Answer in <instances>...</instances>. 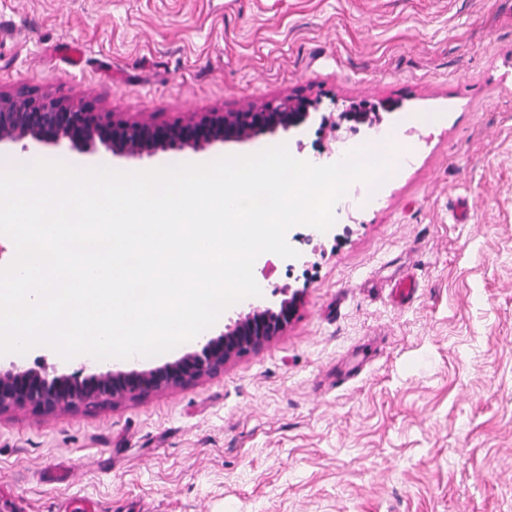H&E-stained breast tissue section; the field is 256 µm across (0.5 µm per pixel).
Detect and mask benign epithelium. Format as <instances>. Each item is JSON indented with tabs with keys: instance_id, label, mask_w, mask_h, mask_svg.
Masks as SVG:
<instances>
[{
	"instance_id": "7a95c632",
	"label": "benign epithelium",
	"mask_w": 512,
	"mask_h": 512,
	"mask_svg": "<svg viewBox=\"0 0 512 512\" xmlns=\"http://www.w3.org/2000/svg\"><path fill=\"white\" fill-rule=\"evenodd\" d=\"M308 116L306 104L289 98L275 107L257 111L213 112L198 127L181 123L156 125L141 121L109 122L99 112L56 101H44L24 91H0V144L30 140L57 146L95 138L112 152L128 157L177 144L199 149L203 144L233 138L244 141L259 130H288ZM298 300L279 310L254 306L225 326L224 333L208 337L198 351L150 370L106 372L91 378L77 375L48 379L35 369L0 370V413L30 407L52 414L88 401L117 402L128 396L161 391L224 370L231 359L274 339L287 326Z\"/></svg>"
}]
</instances>
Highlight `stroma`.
I'll return each instance as SVG.
<instances>
[{
    "instance_id": "1",
    "label": "stroma",
    "mask_w": 512,
    "mask_h": 512,
    "mask_svg": "<svg viewBox=\"0 0 512 512\" xmlns=\"http://www.w3.org/2000/svg\"><path fill=\"white\" fill-rule=\"evenodd\" d=\"M0 89L158 124L309 104L245 141L1 145L15 163L131 172L284 143L328 165L377 139L350 109L412 147L374 203L294 226L296 258L261 254L260 296L208 330L298 293L280 336L174 389L1 414L0 512H512V0H0ZM421 112L437 122H406ZM198 348L105 364L39 346L0 368L85 378Z\"/></svg>"
}]
</instances>
